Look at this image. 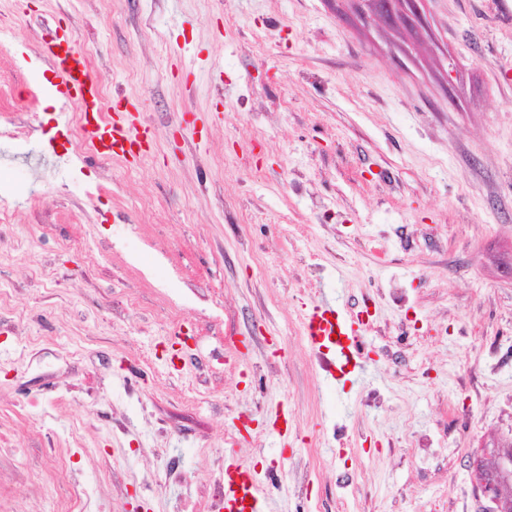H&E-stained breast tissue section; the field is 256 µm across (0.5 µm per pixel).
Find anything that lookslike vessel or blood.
I'll use <instances>...</instances> for the list:
<instances>
[{"label": "vessel or blood", "mask_w": 512, "mask_h": 512, "mask_svg": "<svg viewBox=\"0 0 512 512\" xmlns=\"http://www.w3.org/2000/svg\"><path fill=\"white\" fill-rule=\"evenodd\" d=\"M43 59L56 80L62 103L77 104L82 113L80 137L90 157H112L124 143L140 142V124L118 114H104L97 109L98 84L90 64L79 50L73 33L56 34L43 44ZM363 321L360 316L342 313L335 305L319 301L307 311L304 328L310 344L331 352L325 371L336 367L335 355H346L360 345ZM262 481L236 461L224 465V512H262Z\"/></svg>", "instance_id": "vessel-or-blood-1"}]
</instances>
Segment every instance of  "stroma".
Wrapping results in <instances>:
<instances>
[{"mask_svg": "<svg viewBox=\"0 0 512 512\" xmlns=\"http://www.w3.org/2000/svg\"><path fill=\"white\" fill-rule=\"evenodd\" d=\"M0 0V512H184L232 458L263 512H493L512 443V21L500 0ZM73 31L148 126L88 159L33 80ZM100 192L99 201L89 195ZM33 250L19 248L30 231ZM370 310L364 372L303 333ZM283 407L285 418L272 417ZM66 460L72 479L36 472ZM499 470V477L492 472L478 470L474 480L484 495L490 496L496 503L495 512H512V469L508 473Z\"/></svg>", "mask_w": 512, "mask_h": 512, "instance_id": "stroma-1", "label": "stroma"}]
</instances>
